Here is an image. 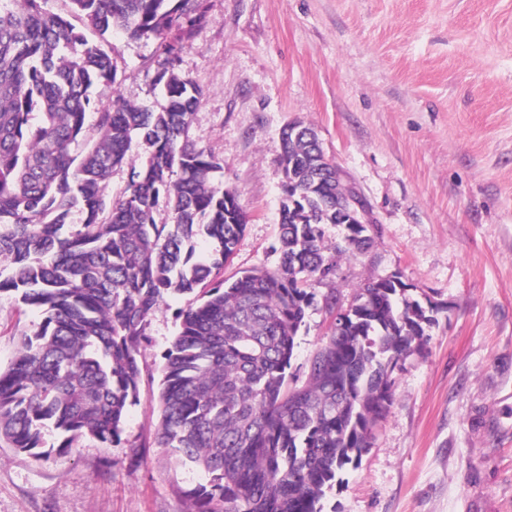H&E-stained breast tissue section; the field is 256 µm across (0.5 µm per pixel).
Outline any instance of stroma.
Here are the masks:
<instances>
[{"instance_id":"35a3bbf8","label":"stroma","mask_w":512,"mask_h":512,"mask_svg":"<svg viewBox=\"0 0 512 512\" xmlns=\"http://www.w3.org/2000/svg\"><path fill=\"white\" fill-rule=\"evenodd\" d=\"M178 71L204 98L191 139L222 164L248 223L225 278L275 268L280 132L313 127L366 199L369 252L341 260V304L396 275L437 304L429 341L396 371L394 401L325 512H512V0H206ZM114 97L159 109L158 44L104 45ZM187 296L149 318L140 402L123 445L92 439L36 459L0 443V512H188L203 477L152 447L161 356ZM0 294V368L40 322Z\"/></svg>"}]
</instances>
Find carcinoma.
<instances>
[{"mask_svg":"<svg viewBox=\"0 0 512 512\" xmlns=\"http://www.w3.org/2000/svg\"><path fill=\"white\" fill-rule=\"evenodd\" d=\"M48 2L0 0V294L43 315L0 370V442L40 457L52 429L59 450L85 438L120 446L148 318L165 295H190L163 355L153 440L204 473L190 512H323L345 466L372 447L395 370L427 342L426 308L401 280H369L292 368L309 311L336 312V289L316 287L373 247L350 224L326 239L336 183L317 172V142L283 140L276 268L224 280L246 214L234 189L211 183L221 163L190 137L203 90L177 72L204 0H71L102 40L158 41V112L92 98L94 84H115L112 58ZM124 165L127 186L110 198ZM161 203L168 223L155 219Z\"/></svg>","mask_w":512,"mask_h":512,"instance_id":"cac0c4a2","label":"carcinoma"}]
</instances>
